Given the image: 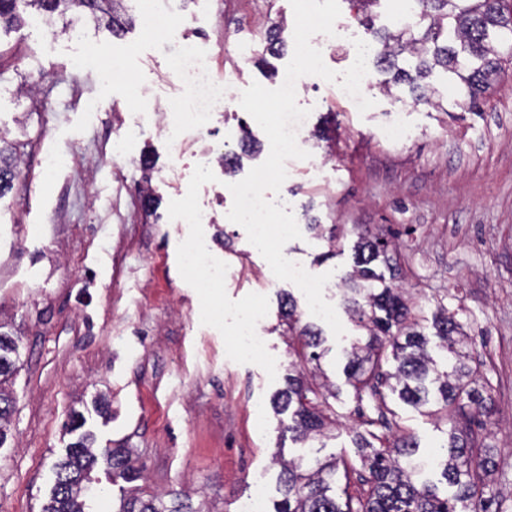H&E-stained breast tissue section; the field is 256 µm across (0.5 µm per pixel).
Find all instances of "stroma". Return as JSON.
Wrapping results in <instances>:
<instances>
[{
	"instance_id": "1",
	"label": "stroma",
	"mask_w": 512,
	"mask_h": 512,
	"mask_svg": "<svg viewBox=\"0 0 512 512\" xmlns=\"http://www.w3.org/2000/svg\"><path fill=\"white\" fill-rule=\"evenodd\" d=\"M176 3L186 24L163 40L144 36L137 0L124 4L134 22L119 37L82 22L64 30L33 21L0 32L10 51L1 64L0 129L22 156L21 178L0 199V322L21 352L0 449V512H40L54 462L77 439L65 426L78 414L96 447L129 449L144 464L138 484L146 493L187 498L208 512H238L258 484L266 500L276 499L274 453L301 452L270 399L290 359L279 296L290 293L301 305L306 298L275 278L244 228L227 218L228 180L263 163L269 140L237 101L217 113L209 132L186 131L181 156L153 119L164 101L184 94L171 58L186 35L235 98L254 81L277 88L292 51L265 66L253 54L272 21H293V9L290 0ZM339 5L344 28L323 61L340 74L366 33L350 0ZM501 53V78L474 111L456 107L458 90L441 71L432 76L442 96L436 107L415 102L404 84L385 91L379 72L369 87L375 105L364 114L337 102L335 83L300 89L297 103L311 111L308 157L287 161L288 181L275 201L303 230L284 256L310 274H328L323 296L345 329L339 339L322 330V367L339 413L325 454L358 456L353 438L362 425L343 353L358 330L340 280L359 232L383 225L399 244L406 297L428 317L444 302L463 328L468 365L493 398L488 492L512 512V47ZM115 58L122 71L112 70ZM393 112L410 133L401 143L385 133ZM243 126L255 151L228 176L221 155L238 143L224 136ZM48 152L66 160L50 174L41 166ZM198 152L209 153L208 167L197 166ZM146 157L160 201L150 217L141 209ZM201 208L210 222L187 223ZM313 216L337 225V250L307 232ZM192 240L223 265V283L208 286L203 270L186 266ZM256 307L265 349L242 355L235 320ZM387 406L421 454L446 445L431 417L395 396Z\"/></svg>"
}]
</instances>
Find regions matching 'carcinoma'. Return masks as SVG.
<instances>
[{"label":"carcinoma","instance_id":"1","mask_svg":"<svg viewBox=\"0 0 512 512\" xmlns=\"http://www.w3.org/2000/svg\"><path fill=\"white\" fill-rule=\"evenodd\" d=\"M122 0H0V30L18 29L25 14L48 18L91 21L112 36H121L130 23ZM358 5L357 19L373 37L374 67L392 73L393 82L406 83L415 101L436 104L438 91L424 82L441 68L455 80L460 95L456 105L474 110L493 89L494 76L501 70L500 45L504 35L512 36V0H408L409 13L403 25L393 31L374 28L370 8L379 0H351ZM282 21L272 23L264 33L263 52L278 56L288 45ZM20 175V157L8 132L0 131V198L12 190ZM390 231L378 228L359 236L352 270L342 278L344 302L356 326L364 331L347 351L344 367L354 388L358 414L367 426L356 434L362 467L369 472L368 490L336 498L338 470L354 467L331 455L310 464L304 459L286 460L275 456L280 471L282 499L273 512H491V500L484 497L489 485L492 448L485 443L490 396L474 387L477 379L469 367V355L459 348L455 336L461 325L438 306L433 326L442 348L448 353L444 370L428 350L421 331L425 317L409 306L399 288L378 265L390 267L396 248L388 240ZM280 325L301 345L288 364L285 385L273 398L276 414L290 413L288 432L295 442L321 440L336 424V391L307 379V365L320 366L328 349L321 330L301 323L294 298L284 293L280 301ZM18 339L0 331V448L14 404L6 384L18 370ZM416 409L429 407L427 414L449 426L445 448L444 477L456 487L451 496H441L418 480V467L409 465L419 447L414 436L388 418L389 408L381 386ZM397 430L393 439L387 434ZM93 435L86 433L66 449L54 463L55 486L41 512H90L91 472L98 456L106 458L112 481L133 483L140 477L126 448H92ZM119 512H207L181 501L170 504L156 496H144L134 486L127 491Z\"/></svg>","mask_w":512,"mask_h":512}]
</instances>
